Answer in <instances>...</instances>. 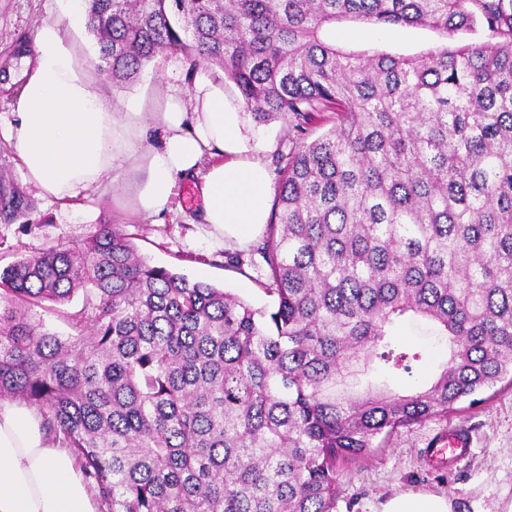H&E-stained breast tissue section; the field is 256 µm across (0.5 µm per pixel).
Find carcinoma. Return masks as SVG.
I'll return each instance as SVG.
<instances>
[{"label": "carcinoma", "mask_w": 512, "mask_h": 512, "mask_svg": "<svg viewBox=\"0 0 512 512\" xmlns=\"http://www.w3.org/2000/svg\"><path fill=\"white\" fill-rule=\"evenodd\" d=\"M125 88L157 57L216 64L257 124L336 123L288 154L251 253L269 309L153 266L117 224L0 271V399L36 409L104 512H336V458L512 383V0H83ZM346 22L429 27L417 56L353 50ZM23 199L0 189V210ZM74 333L34 308L65 304ZM433 323L448 359L399 394ZM83 301L82 293L78 292L74 295L72 300L65 305H58L52 302L45 301L42 303L44 309L37 310L41 312L46 324L53 330L60 334L68 335L73 333L68 324L66 323L63 312L73 311L81 307Z\"/></svg>", "instance_id": "1"}]
</instances>
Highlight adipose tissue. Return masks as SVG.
Wrapping results in <instances>:
<instances>
[{
    "label": "adipose tissue",
    "instance_id": "obj_1",
    "mask_svg": "<svg viewBox=\"0 0 512 512\" xmlns=\"http://www.w3.org/2000/svg\"><path fill=\"white\" fill-rule=\"evenodd\" d=\"M61 19L45 21L34 36V61L11 104L5 133L28 183L64 207L106 193L126 169L142 174L133 196L144 217L166 210L177 179L201 175L209 235L243 236L264 224L272 179L260 162H243L239 114L220 83L203 78L190 90L170 88L152 123L138 113L113 112L83 67L70 30L82 19L81 0H60ZM163 131L161 146L149 130ZM0 512H98L75 458L45 434L30 407L0 401ZM379 512H453L447 495L399 491Z\"/></svg>",
    "mask_w": 512,
    "mask_h": 512
}]
</instances>
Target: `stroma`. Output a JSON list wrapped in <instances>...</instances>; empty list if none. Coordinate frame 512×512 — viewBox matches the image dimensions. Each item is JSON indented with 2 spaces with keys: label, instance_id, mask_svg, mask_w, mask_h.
<instances>
[{
  "label": "stroma",
  "instance_id": "stroma-1",
  "mask_svg": "<svg viewBox=\"0 0 512 512\" xmlns=\"http://www.w3.org/2000/svg\"><path fill=\"white\" fill-rule=\"evenodd\" d=\"M59 14L58 0H0V126L11 118V103L22 86L27 50L37 27ZM336 39L357 50L379 48L405 56L419 54L441 37L424 27L381 31L348 23L337 30ZM98 74L102 93L118 112L130 111L137 104L143 112H150L166 89L192 88L198 77L222 82L229 98L237 96L233 83L225 81L217 66L200 67L195 77H188L187 65L179 54L151 63L138 81L124 89L115 88L108 74ZM240 122L245 140L241 160L262 161L274 173L285 165L296 142L313 141L333 124L326 118L302 131L293 120L281 117L258 125L246 112L241 113ZM0 186L19 191L27 203L14 219L0 216V270L57 241L83 240L97 224L108 222L132 234L139 253L151 264L191 274L257 308L273 304L257 281L258 270L248 265L240 269L228 266L224 258L225 253L247 249L258 241L263 228L243 238L228 236L222 240L204 233L193 222L197 202L194 180L180 181L169 210L152 219L133 214L124 199L129 189L125 179L116 182L109 193L93 195L81 207L64 210L25 182L13 143L0 135ZM396 339L426 353L424 364L412 376L399 378L398 387H410L435 373L447 359L445 340L426 324L404 322ZM479 397L476 404L463 401L448 415L398 429L370 455L337 459L336 512H378L380 503L398 490L446 494L454 502V512H512V385L498 382L481 391ZM451 426L468 429L473 437L469 457L454 469L426 457L429 442Z\"/></svg>",
  "mask_w": 512,
  "mask_h": 512
}]
</instances>
